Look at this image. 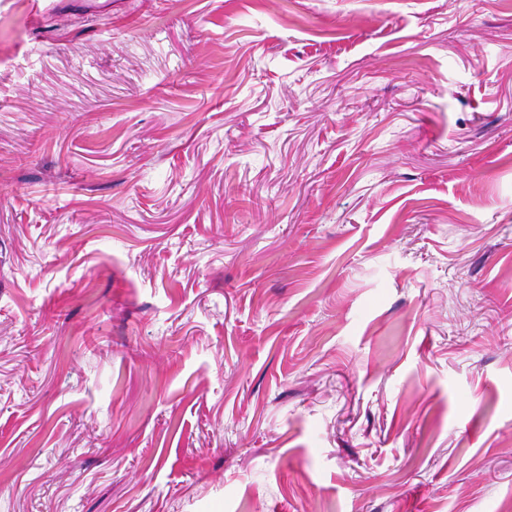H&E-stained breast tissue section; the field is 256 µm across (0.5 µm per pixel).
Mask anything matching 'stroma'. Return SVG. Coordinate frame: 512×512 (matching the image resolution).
I'll list each match as a JSON object with an SVG mask.
<instances>
[{"mask_svg": "<svg viewBox=\"0 0 512 512\" xmlns=\"http://www.w3.org/2000/svg\"><path fill=\"white\" fill-rule=\"evenodd\" d=\"M512 0H0V512H504Z\"/></svg>", "mask_w": 512, "mask_h": 512, "instance_id": "stroma-1", "label": "stroma"}]
</instances>
